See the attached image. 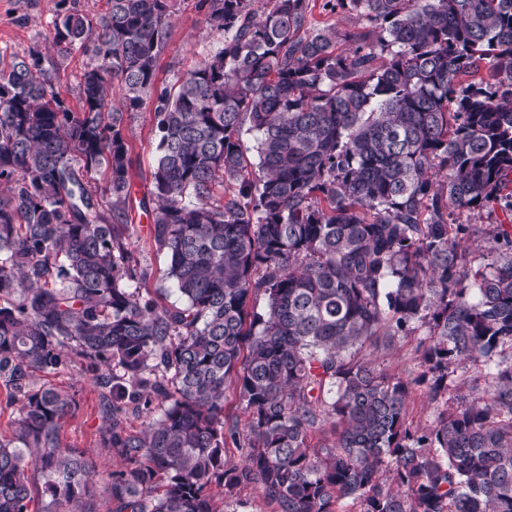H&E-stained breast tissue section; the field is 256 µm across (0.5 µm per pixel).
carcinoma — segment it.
<instances>
[{
  "mask_svg": "<svg viewBox=\"0 0 512 512\" xmlns=\"http://www.w3.org/2000/svg\"><path fill=\"white\" fill-rule=\"evenodd\" d=\"M107 2L54 21L94 44L80 111L39 58L0 68V512H93L96 463L61 446L74 397L33 383L76 359L115 512H237L246 487L271 512H512V0H336L344 30L309 0H209L224 46L158 93L169 0ZM152 94L141 207L178 305L131 248L124 124ZM483 210L476 267L458 215ZM420 326L444 409L413 433L415 381L371 355ZM328 0H309L308 9V23L317 27L328 26L330 24L338 23L342 26L343 22L340 20L339 9L334 11L332 4Z\"/></svg>",
  "mask_w": 512,
  "mask_h": 512,
  "instance_id": "1",
  "label": "carcinoma"
}]
</instances>
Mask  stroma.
<instances>
[{
    "label": "stroma",
    "mask_w": 512,
    "mask_h": 512,
    "mask_svg": "<svg viewBox=\"0 0 512 512\" xmlns=\"http://www.w3.org/2000/svg\"><path fill=\"white\" fill-rule=\"evenodd\" d=\"M171 21L168 43L157 68V87H172L184 78L207 55L224 45L223 31L210 28L205 23L206 10L201 0H171ZM106 9V0H0V61L37 54L42 65L53 77V86L66 107L78 110L80 75L91 54L83 48L60 53L54 42L53 22L57 16L75 12L96 20ZM154 102L145 99L135 112L129 113L125 123V136L130 148L134 170L132 197L140 199L147 192L149 172L155 158L156 138L153 127ZM135 235L132 245L140 258L151 264L155 275L148 281L151 292L175 301L169 283L164 278L168 258L157 251L150 235V218L140 210H133ZM417 336L399 340L394 347L376 351L379 363L390 371L414 380L408 421L412 428L422 429L431 424L438 406L426 397L425 385L418 378L425 367L418 351ZM35 384L50 383L69 388L76 401V408L62 428L63 447L93 458L98 466L96 485H103L115 469L113 456L100 444L102 418L99 411L98 391L90 374L80 363H72L57 375L36 376Z\"/></svg>",
    "instance_id": "1"
}]
</instances>
